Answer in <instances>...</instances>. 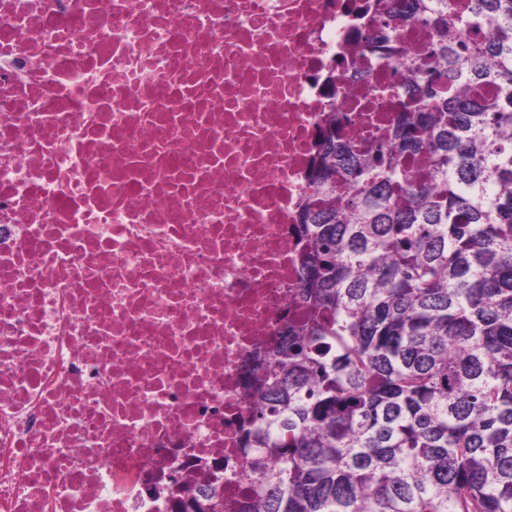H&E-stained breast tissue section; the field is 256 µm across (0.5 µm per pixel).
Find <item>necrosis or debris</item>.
<instances>
[{"instance_id":"1","label":"necrosis or debris","mask_w":512,"mask_h":512,"mask_svg":"<svg viewBox=\"0 0 512 512\" xmlns=\"http://www.w3.org/2000/svg\"><path fill=\"white\" fill-rule=\"evenodd\" d=\"M368 0H0V512H225Z\"/></svg>"}]
</instances>
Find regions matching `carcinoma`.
I'll use <instances>...</instances> for the list:
<instances>
[{
    "instance_id": "carcinoma-1",
    "label": "carcinoma",
    "mask_w": 512,
    "mask_h": 512,
    "mask_svg": "<svg viewBox=\"0 0 512 512\" xmlns=\"http://www.w3.org/2000/svg\"><path fill=\"white\" fill-rule=\"evenodd\" d=\"M430 29L370 143L329 118L273 367L241 422V512H512V0H394Z\"/></svg>"
}]
</instances>
